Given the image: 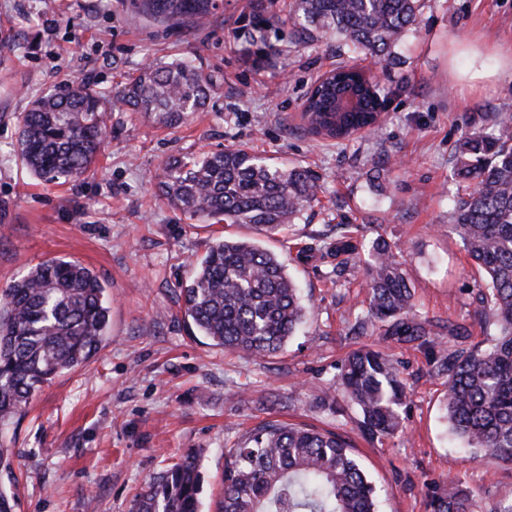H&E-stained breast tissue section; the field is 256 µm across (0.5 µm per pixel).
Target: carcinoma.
Returning a JSON list of instances; mask_svg holds the SVG:
<instances>
[{"mask_svg": "<svg viewBox=\"0 0 512 512\" xmlns=\"http://www.w3.org/2000/svg\"><path fill=\"white\" fill-rule=\"evenodd\" d=\"M135 12L171 26L206 23L214 0H130ZM421 0H295L298 34L330 37L348 51L383 62L417 25ZM331 71L306 98L301 118L328 138H346L379 125L380 82L362 77L346 84ZM209 78L193 62L176 59L142 68L122 84V100L167 127L205 109ZM360 98L353 112L336 101L348 91ZM104 94L87 84L67 95L47 93L19 114L15 155L37 178L78 180L104 148ZM456 179L470 192L449 215L453 230L482 274L486 292L476 313L496 332L482 347L466 344L468 327L453 319L429 320L414 311V291L403 263L377 236L367 258L360 242L342 231L336 239L312 235L301 254L336 258V276L364 263L370 299L355 331L384 340L440 347L437 375L445 378L446 419L452 434L488 467L512 466V114L491 128L461 138L452 153ZM318 177L309 169L269 163L245 147L171 157L158 193L174 209L201 223L250 224L263 236L295 223L315 197ZM183 315L214 345L266 357L284 349L304 322L305 307L278 256L252 239L218 238L189 283L181 285ZM110 306L98 275L78 261L50 259L13 281L0 297V429L22 415L33 395L62 373L84 365L108 336ZM342 390L362 431L382 438L399 426L405 397L399 368L384 352L360 349L345 358L336 386L321 406L341 414L332 390ZM199 456L154 477L131 501L129 512H199ZM224 496L218 512H378L379 492L340 434L268 422L224 455ZM430 512H475L476 495L453 478L429 484Z\"/></svg>", "mask_w": 512, "mask_h": 512, "instance_id": "obj_1", "label": "carcinoma"}]
</instances>
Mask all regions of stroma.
Returning <instances> with one entry per match:
<instances>
[{"label": "stroma", "mask_w": 512, "mask_h": 512, "mask_svg": "<svg viewBox=\"0 0 512 512\" xmlns=\"http://www.w3.org/2000/svg\"><path fill=\"white\" fill-rule=\"evenodd\" d=\"M128 0H0L14 41L0 50V291L36 264L80 261L103 280L111 330L99 354L56 377L0 434L13 464L0 490L13 512H128L150 476L190 450L201 462V512H217L224 449L270 421L307 423L350 439L383 491L384 512H430L426 483L456 477L482 508L512 496V469H490L456 448L443 418L445 385L430 350L355 336L368 306L362 274L335 278L296 240L335 236L347 225L364 244L384 237L404 261L418 314L466 323L481 276L448 222L465 184L452 177L458 139L512 113V0H425L396 59L343 53L336 40L298 41L292 0H218L209 25L165 28L130 12ZM58 14L47 24L49 11ZM193 60L212 77L205 111L175 127L132 112L124 78L148 63ZM495 73L471 80L476 62ZM371 68L386 88L378 131L336 143L307 133L302 103L342 63ZM87 83L105 92L108 138L95 176L38 179L13 152L17 117L34 96ZM247 146L319 177L317 200L262 246L300 288L307 319L278 355L232 353L184 320L180 285L220 236L250 237L238 224H202L171 208L156 184L167 159ZM363 347L383 349L406 382L402 428L373 440L357 415L319 403L337 365Z\"/></svg>", "instance_id": "35a3bbf8"}]
</instances>
